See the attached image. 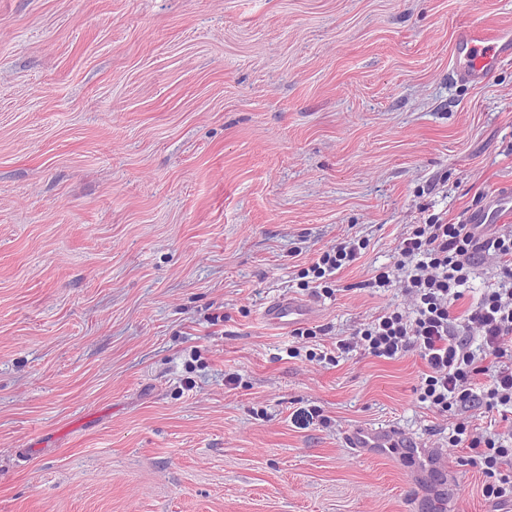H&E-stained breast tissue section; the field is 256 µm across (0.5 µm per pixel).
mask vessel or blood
<instances>
[{"instance_id": "b4317fda", "label": "vessel or blood", "mask_w": 512, "mask_h": 512, "mask_svg": "<svg viewBox=\"0 0 512 512\" xmlns=\"http://www.w3.org/2000/svg\"><path fill=\"white\" fill-rule=\"evenodd\" d=\"M512 57V27L486 31L481 25L472 24L459 29L454 39V66L459 79L470 84H483L491 77L502 59ZM512 212V186L498 190L486 209L469 214L471 224H485L495 215ZM316 306L308 300L279 298L263 310L265 320L275 326L292 328L314 318ZM343 441L357 457L367 459L376 455L395 453L406 463L412 481L428 484L418 507L420 512H431L438 507L437 496L442 481L451 475L448 451L426 444L419 437L393 426L358 424L345 432Z\"/></svg>"}]
</instances>
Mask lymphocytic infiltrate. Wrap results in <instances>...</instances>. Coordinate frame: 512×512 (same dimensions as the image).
I'll use <instances>...</instances> for the list:
<instances>
[{"label":"lymphocytic infiltrate","instance_id":"obj_1","mask_svg":"<svg viewBox=\"0 0 512 512\" xmlns=\"http://www.w3.org/2000/svg\"><path fill=\"white\" fill-rule=\"evenodd\" d=\"M368 245L348 236L316 253L303 271L314 292L332 294L336 272ZM396 250L394 265L378 269L365 285L398 289L409 308L384 309L323 350H307L305 358L331 364L357 350L388 361L418 357L425 366L415 388L419 403L442 415L476 407L492 418L490 428L459 421L448 445L467 449L468 464L483 477L485 500L512 504V226L490 232L482 224L434 216L410 225ZM486 253L502 285L458 311L475 260ZM474 336L480 339L475 346Z\"/></svg>","mask_w":512,"mask_h":512}]
</instances>
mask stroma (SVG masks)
<instances>
[{
    "label": "stroma",
    "instance_id": "35a3bbf8",
    "mask_svg": "<svg viewBox=\"0 0 512 512\" xmlns=\"http://www.w3.org/2000/svg\"><path fill=\"white\" fill-rule=\"evenodd\" d=\"M473 23L512 0H0V512H406L402 461L343 443L363 423L494 512L419 358L302 355L403 305L364 282L408 225L512 183V58L452 76ZM347 235L327 336L264 322Z\"/></svg>",
    "mask_w": 512,
    "mask_h": 512
}]
</instances>
